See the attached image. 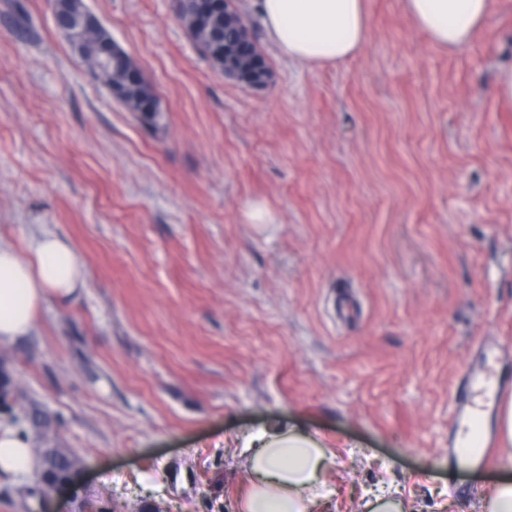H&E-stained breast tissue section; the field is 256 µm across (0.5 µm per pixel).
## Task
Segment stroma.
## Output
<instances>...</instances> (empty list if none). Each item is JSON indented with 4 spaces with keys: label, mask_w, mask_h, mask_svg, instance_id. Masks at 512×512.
<instances>
[{
    "label": "stroma",
    "mask_w": 512,
    "mask_h": 512,
    "mask_svg": "<svg viewBox=\"0 0 512 512\" xmlns=\"http://www.w3.org/2000/svg\"><path fill=\"white\" fill-rule=\"evenodd\" d=\"M152 85L140 123L58 32L51 0H0V243L48 230L86 269L0 344V431L52 420L77 485L0 473V512H236L242 435L303 427L336 455L323 512L392 493L483 512L512 447L448 459L476 343L512 371V0L457 49L405 0H366L370 39L315 67L266 39L255 89L226 79L172 0H85ZM264 224L247 218L252 206Z\"/></svg>",
    "instance_id": "obj_1"
}]
</instances>
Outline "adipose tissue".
<instances>
[{
	"mask_svg": "<svg viewBox=\"0 0 512 512\" xmlns=\"http://www.w3.org/2000/svg\"><path fill=\"white\" fill-rule=\"evenodd\" d=\"M268 40L290 61L339 64L368 44L365 0H256ZM489 0H406L411 25L439 47L467 44L484 22ZM75 250L53 233L32 238L28 257L0 244V343L28 336L49 297H67L83 285ZM245 466L251 485L241 512H314L325 498L324 477L336 465L332 451L295 427L272 422L246 433ZM38 464L23 435L0 433V472L27 475Z\"/></svg>",
	"mask_w": 512,
	"mask_h": 512,
	"instance_id": "1",
	"label": "adipose tissue"
}]
</instances>
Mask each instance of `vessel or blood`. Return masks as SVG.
I'll return each mask as SVG.
<instances>
[{
  "mask_svg": "<svg viewBox=\"0 0 512 512\" xmlns=\"http://www.w3.org/2000/svg\"><path fill=\"white\" fill-rule=\"evenodd\" d=\"M499 346L490 340L483 341L478 348L479 358L472 365L463 385L455 397V420L463 421V437H449V457H464L483 463L491 462L496 446L495 435L480 416L472 401L473 395H480L484 402H499L512 395V378L499 375L493 355L499 354Z\"/></svg>",
  "mask_w": 512,
  "mask_h": 512,
  "instance_id": "b4317fda",
  "label": "vessel or blood"
}]
</instances>
